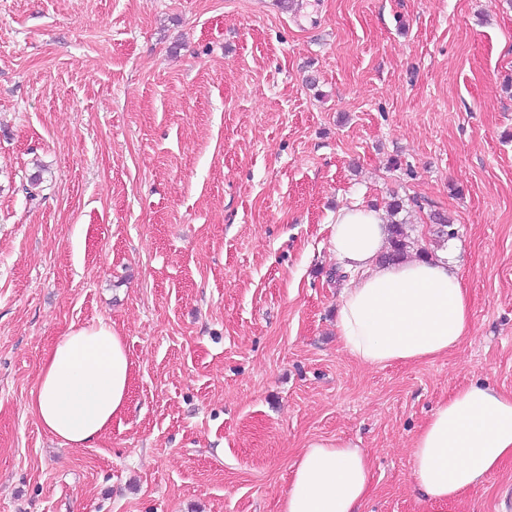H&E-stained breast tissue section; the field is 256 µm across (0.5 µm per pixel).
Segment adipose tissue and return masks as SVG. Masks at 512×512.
Here are the masks:
<instances>
[{
	"instance_id": "obj_1",
	"label": "adipose tissue",
	"mask_w": 512,
	"mask_h": 512,
	"mask_svg": "<svg viewBox=\"0 0 512 512\" xmlns=\"http://www.w3.org/2000/svg\"><path fill=\"white\" fill-rule=\"evenodd\" d=\"M389 228L376 209L341 208L333 254L355 274L344 289L336 336L358 363L384 367L431 360L467 336L471 303L445 253L382 259ZM133 363L111 324L71 325L45 355L28 407L63 445L89 448L127 407ZM411 477L427 500L445 504L482 487L512 462V393L474 383L450 393L411 441ZM366 451L343 440L309 443L292 466L279 512H360L371 492Z\"/></svg>"
}]
</instances>
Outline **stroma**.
Here are the masks:
<instances>
[{"instance_id":"stroma-1","label":"stroma","mask_w":512,"mask_h":512,"mask_svg":"<svg viewBox=\"0 0 512 512\" xmlns=\"http://www.w3.org/2000/svg\"><path fill=\"white\" fill-rule=\"evenodd\" d=\"M394 194L416 248L452 218L472 323L369 368L330 226ZM101 321L132 394L70 448L29 394ZM475 382L512 392V0H0V512H277L336 438L371 458L362 512H512V464L457 503L412 487L413 434Z\"/></svg>"}]
</instances>
